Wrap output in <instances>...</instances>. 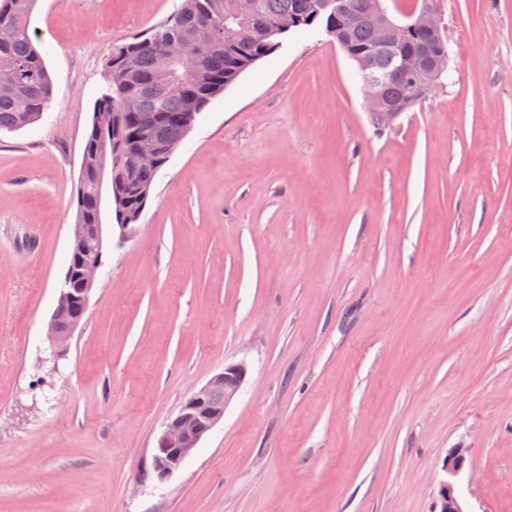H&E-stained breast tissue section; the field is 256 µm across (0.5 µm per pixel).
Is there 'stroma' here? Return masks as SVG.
<instances>
[{
    "label": "stroma",
    "mask_w": 512,
    "mask_h": 512,
    "mask_svg": "<svg viewBox=\"0 0 512 512\" xmlns=\"http://www.w3.org/2000/svg\"><path fill=\"white\" fill-rule=\"evenodd\" d=\"M180 0H38L53 80L0 134V512H512V0H438L443 90L378 130L353 63L291 34L198 115L46 339L114 44ZM246 379L183 468L156 441ZM247 375L244 364L225 365L205 385L192 392L182 403L177 414L165 425L154 448L153 463L163 479L171 477L184 465L197 444L223 418L224 411L235 399ZM223 404H211L214 389ZM437 507L438 512H465L461 500L455 493L453 482L447 480L441 484Z\"/></svg>",
    "instance_id": "1"
}]
</instances>
